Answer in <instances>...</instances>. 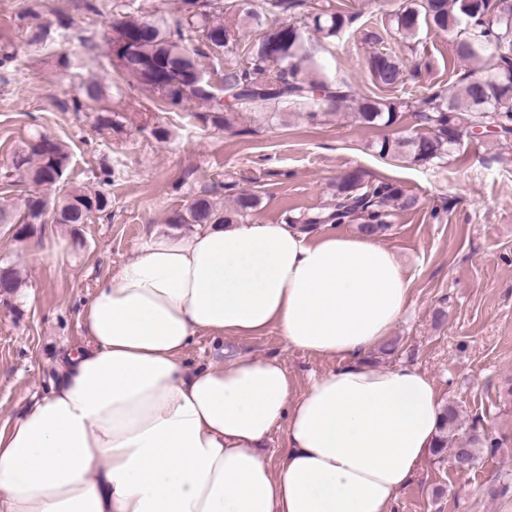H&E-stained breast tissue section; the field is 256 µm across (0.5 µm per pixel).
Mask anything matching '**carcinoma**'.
Returning a JSON list of instances; mask_svg holds the SVG:
<instances>
[{"instance_id":"cac0c4a2","label":"carcinoma","mask_w":512,"mask_h":512,"mask_svg":"<svg viewBox=\"0 0 512 512\" xmlns=\"http://www.w3.org/2000/svg\"><path fill=\"white\" fill-rule=\"evenodd\" d=\"M503 0H410L393 14L395 33L413 40L424 25L456 37L455 55L467 72L456 85L412 97H383L358 92L347 82L331 80L318 72L314 53L303 27L294 22L266 24L268 16L287 15L301 0H263L258 9L238 0H181L183 18L169 25L162 16L153 19L125 16L119 34L131 42L133 51L117 52L113 66L141 90L162 103L179 106L190 99L205 109L199 117L216 127L228 126L237 106L288 103L306 110L315 121L322 108L351 113L361 125L393 127L411 112L429 129L415 137H384L375 144L381 157H402L419 164L439 163L461 141L478 133H493L502 143L512 139V4ZM349 11L338 7L309 16L313 31L326 39H338L351 23ZM262 28V33L245 51L243 64L224 69L221 89L200 68L201 51L189 47L192 39L224 48L236 41L241 24ZM27 44L41 50L54 44L51 29L30 28ZM370 68L378 84L392 88L401 83L402 69L395 56L379 52ZM190 94L179 96L180 86ZM13 168L38 187L53 193L45 218L53 224H83L108 205L107 197L91 187H70L63 180L69 154L58 141L40 136L16 151ZM360 175L353 171L336 180L334 203L321 213L287 218L290 224H343L358 220V230L378 235L389 224L392 211L410 208L415 200L391 184L376 185L359 192ZM35 196L19 212L0 206V225L16 227L15 239L29 236L28 215ZM258 204L254 195L241 193L234 214L225 215L207 197L195 198L182 212L169 218L171 224H230L244 218ZM460 414L448 405L442 410L439 434L433 453L440 455L449 443L454 457L474 460L480 436H458Z\"/></svg>"}]
</instances>
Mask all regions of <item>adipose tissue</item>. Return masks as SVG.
Segmentation results:
<instances>
[{"mask_svg":"<svg viewBox=\"0 0 512 512\" xmlns=\"http://www.w3.org/2000/svg\"><path fill=\"white\" fill-rule=\"evenodd\" d=\"M409 301L374 235L245 219L151 235L97 282L86 347L0 429V512H392L442 412L418 367L368 360ZM271 329L334 368L300 390L275 357L187 360L198 334Z\"/></svg>","mask_w":512,"mask_h":512,"instance_id":"obj_1","label":"adipose tissue"}]
</instances>
